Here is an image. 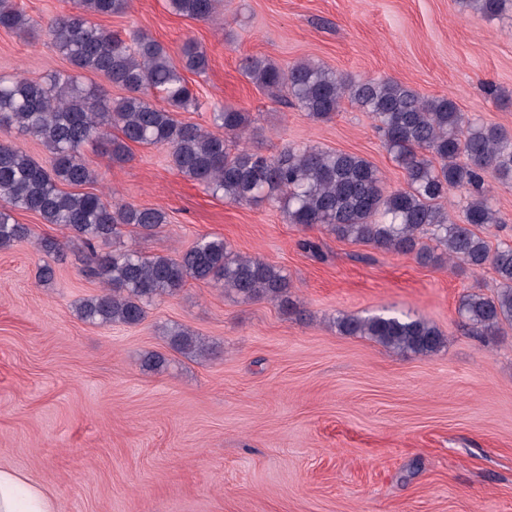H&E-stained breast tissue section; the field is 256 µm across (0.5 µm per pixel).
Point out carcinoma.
Instances as JSON below:
<instances>
[{"label": "carcinoma", "mask_w": 512, "mask_h": 512, "mask_svg": "<svg viewBox=\"0 0 512 512\" xmlns=\"http://www.w3.org/2000/svg\"><path fill=\"white\" fill-rule=\"evenodd\" d=\"M73 12L46 25L27 17L13 0H0V28L18 34L43 29L49 43L79 70L100 74L127 95L112 99L79 76L55 73L41 81L0 76V126L40 141L51 153L46 169L20 148L0 142V249L30 236L17 210L69 230L85 248L86 271L104 291L79 304L81 320L98 326H134L164 296L190 281L217 282L243 300L293 305L288 274L259 257L233 251L222 239L201 237L175 257L147 256L125 245V228L150 236L167 213L131 203L111 204L81 187L97 181L84 155L96 145L122 162L130 145L169 150L172 167L215 196L236 204L276 206L288 223L322 224L339 239L411 254L421 265L442 259L471 270L489 265L498 278L494 296L470 294L459 314L471 330L492 335L512 323V244L491 247L476 228L502 223L488 195L489 180L512 181V137L467 118L446 96L424 97L389 77L353 80L312 61L286 68L251 56L244 76L267 91L285 88L307 116L327 121L346 99L371 115L405 186L387 191L380 170L356 154L316 147H288L269 158L242 146L256 137L250 113L226 107L213 113V128L184 123L178 113L200 103L183 72L206 73L209 60L197 43L181 48L176 63L157 41L139 33L127 44L92 17L126 12L129 0H71ZM219 0H168L178 15L199 21L217 13ZM512 0H462L463 10L485 18L502 14ZM153 90L166 107L149 100ZM466 189L463 220L442 205L454 189ZM110 243L112 250L99 251ZM348 336H368L402 354L438 352L444 338L420 316H342ZM170 346L194 357L212 353L190 330H163Z\"/></svg>", "instance_id": "cac0c4a2"}]
</instances>
